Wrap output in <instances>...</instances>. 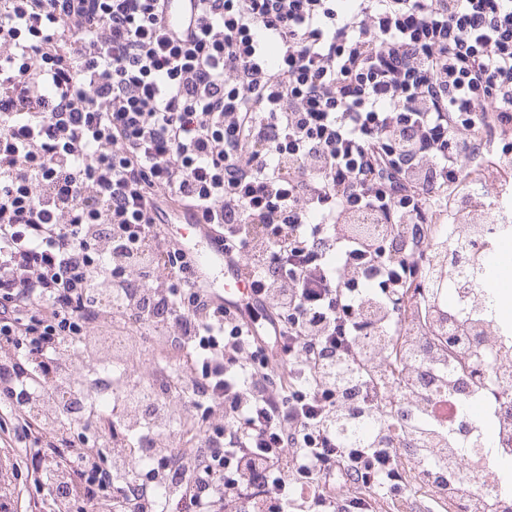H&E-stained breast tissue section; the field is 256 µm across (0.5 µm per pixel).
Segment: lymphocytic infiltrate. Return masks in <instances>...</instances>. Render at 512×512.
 <instances>
[{
    "label": "lymphocytic infiltrate",
    "mask_w": 512,
    "mask_h": 512,
    "mask_svg": "<svg viewBox=\"0 0 512 512\" xmlns=\"http://www.w3.org/2000/svg\"><path fill=\"white\" fill-rule=\"evenodd\" d=\"M192 2L175 27L169 0H0V443L29 441L34 485L53 458L98 512H373L322 487L400 495L397 450L338 442L325 376L366 335V298L393 307L417 271L345 225L409 234L462 178L474 119L512 134V0ZM181 207L222 232L258 314L160 243ZM100 281L198 354L191 405L224 409L152 468L179 471L175 494L129 496L84 431L22 411L104 318Z\"/></svg>",
    "instance_id": "lymphocytic-infiltrate-1"
}]
</instances>
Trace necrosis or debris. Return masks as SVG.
<instances>
[{
    "label": "necrosis or debris",
    "instance_id": "1",
    "mask_svg": "<svg viewBox=\"0 0 512 512\" xmlns=\"http://www.w3.org/2000/svg\"><path fill=\"white\" fill-rule=\"evenodd\" d=\"M470 140L486 159L471 168L461 184L449 187L447 211H432L423 225V239L413 251L422 276L416 288L403 294L391 322L364 310L368 324L362 342L379 352H396L414 371L398 376L394 396L407 397L416 420L412 432L393 427L398 450L396 469L405 488L391 500L393 512H415L426 502L438 512H512V480L504 466L512 462V322L496 319L494 301L500 286L494 281L498 246L512 230V152L498 151L481 124H473ZM480 216V232L463 221L464 214ZM472 246L474 286L457 292L465 269L443 273V286L431 290L429 274L438 267L440 251ZM455 312L452 320H437L440 310ZM488 322L493 332L472 335L476 322ZM457 336L460 350L447 349L441 334ZM181 350L176 336H156L147 322L123 327L102 326L89 336L75 362H86V377L45 385L69 415L71 398L92 394L104 410L120 415V430L135 433L129 455L113 458L116 478L133 491L154 493L130 472L132 459H153L158 445L179 448L192 442L187 410H175V399H187L183 372L174 356ZM480 359L483 369L474 377L469 395L454 386L457 365Z\"/></svg>",
    "mask_w": 512,
    "mask_h": 512
}]
</instances>
